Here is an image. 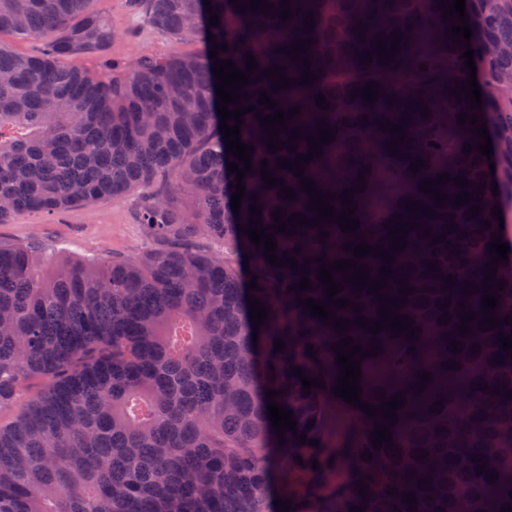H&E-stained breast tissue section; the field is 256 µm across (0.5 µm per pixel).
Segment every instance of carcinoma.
<instances>
[{"instance_id":"obj_1","label":"carcinoma","mask_w":512,"mask_h":512,"mask_svg":"<svg viewBox=\"0 0 512 512\" xmlns=\"http://www.w3.org/2000/svg\"><path fill=\"white\" fill-rule=\"evenodd\" d=\"M97 2L0 0V33L45 45L44 52L28 56L0 45V224L17 213L120 199L161 179L164 190L143 198L140 219L170 247L137 261L96 260L47 258L34 237L0 242V409L31 381L42 383L22 415L0 426V512H267L272 487L277 498L292 500L291 512H351L354 506L409 512V494L418 499L416 512L512 507V355L498 342V333L512 335V325L503 321L478 330L489 289L499 296L495 317H512L506 265L498 266L491 284L482 282L498 225L491 209L512 211V150L494 160L490 173L486 156L476 149L464 153L465 145L479 142L476 126L458 122L459 115L476 113L489 137L512 140V83L505 80L512 76V0L466 3L480 110L452 94L455 81L468 78L465 48L447 38L451 24L436 8L439 0H291L287 20L275 16L282 0H267L274 8L265 15L236 8L248 0H211L216 26L203 0H130L148 5L159 33L180 42L201 39L205 50L142 56L121 77L61 62L112 42L106 15L93 8ZM309 16L314 24L307 28ZM395 33L402 36L401 50L385 65L377 59V38L388 47ZM210 35L229 45L219 59L242 69L249 53L259 67L240 90L250 96L240 105L252 106L242 117L240 141L254 151L238 216L228 172L236 157L226 153L220 131ZM301 38L314 39L301 58L279 51ZM364 50L372 62H360ZM305 59L318 80L271 91L266 69L281 66L283 74L299 79ZM370 82L379 83L374 102L363 98ZM263 89L285 111L301 107L288 129L277 127L284 142L291 130L303 131L296 151H268L265 127L254 118ZM319 94L330 106H318ZM423 106L430 109L428 119L420 113ZM323 119L335 139L307 162L304 176L328 193L358 184L363 174L365 190L354 195L359 229L344 233L332 222L277 233L275 210L287 209V220L295 212L317 217L307 209L309 196L298 178L276 162L308 154L307 137H320L314 126ZM380 122L404 126L409 145H399L401 153L389 154L388 146L401 133L381 130ZM418 159L425 167L414 173L410 165ZM263 160L271 176L295 191L294 200L283 198L284 185L265 187ZM444 173L472 185L448 182L440 187L448 200L438 206L421 185ZM482 185V202L453 204L460 191L475 193ZM253 194L260 200L250 199ZM411 200L436 217L408 211ZM255 203L261 224L275 234L276 255L296 257V268L270 264L264 246L238 230L249 223ZM476 205L481 213L467 218ZM395 215L421 227L393 253L396 278L386 280L383 292L394 298L401 286L413 287L409 302L393 313L411 317L420 333L395 336L385 328L374 335L356 326L360 315L383 323L381 304L338 270L334 282L344 290L335 299L362 307L360 313L335 310L351 321L349 331H334L296 302L326 301L317 268L354 258L343 245L365 240L390 249L385 224ZM324 232L329 237L318 241ZM440 235L445 239L432 244ZM215 242L221 249L211 248ZM244 254L256 289L244 288ZM307 258L311 289L288 291L299 286ZM356 264L379 279L385 262L368 254ZM450 276L453 287L445 283ZM501 280L506 288L499 291ZM468 285L480 290L468 296ZM251 296L269 311L258 331L250 319ZM466 310L477 318L469 322L471 333L461 335L457 325ZM444 313L449 322L441 324ZM346 337L365 350L381 347L380 355L360 362L362 400L378 407L379 394L388 402L405 393L397 424L389 426L396 449L385 442L376 449L370 440L374 426L384 424L381 414L370 417L334 396L339 364L330 346ZM277 340L284 351L274 349ZM453 341L464 349L448 350ZM474 345L481 349L472 351ZM293 366L322 378L326 389L304 393ZM425 372L432 377L423 390L417 374ZM268 389L283 390L275 402L294 412L297 428L284 434L276 456ZM366 451L372 460L363 457ZM423 451L427 458L417 459ZM473 456L481 460L473 462ZM480 465L481 474L475 471ZM493 470L498 479L491 483L486 476ZM420 478L428 483H417ZM358 479L368 485L364 498L356 491Z\"/></svg>"}]
</instances>
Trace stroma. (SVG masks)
<instances>
[{
    "label": "stroma",
    "mask_w": 512,
    "mask_h": 512,
    "mask_svg": "<svg viewBox=\"0 0 512 512\" xmlns=\"http://www.w3.org/2000/svg\"><path fill=\"white\" fill-rule=\"evenodd\" d=\"M104 10L114 32L111 44L103 52L69 58L70 66L95 74L114 63L128 65L141 54L165 56L202 49L201 44H180L158 33L145 9L130 6L127 0H110ZM32 236L53 256L139 259L165 247L142 224L135 194L78 204L57 213H18L0 224L1 242L20 243Z\"/></svg>",
    "instance_id": "1"
}]
</instances>
